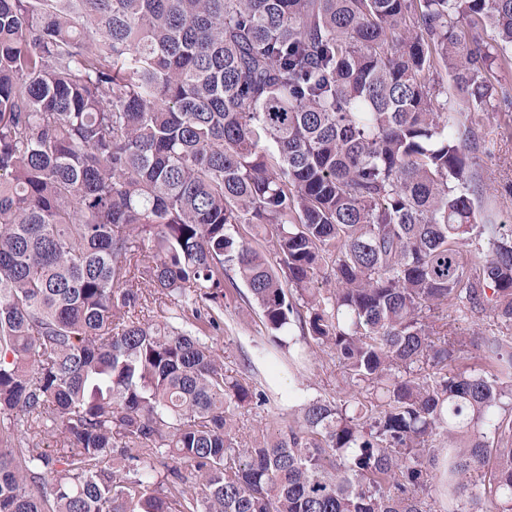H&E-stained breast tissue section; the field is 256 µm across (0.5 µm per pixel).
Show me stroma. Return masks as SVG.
I'll use <instances>...</instances> for the list:
<instances>
[{
  "mask_svg": "<svg viewBox=\"0 0 512 512\" xmlns=\"http://www.w3.org/2000/svg\"><path fill=\"white\" fill-rule=\"evenodd\" d=\"M452 102L462 121L476 133V147L470 155L477 174L478 221L512 225V111L481 107L459 95L453 96ZM224 304V320L232 330L213 337L215 352L231 374L252 365L254 381L273 392L265 405H249L242 415L237 428L239 441L251 442L264 427L273 426L279 419H298L300 405L308 400L345 399L350 385L344 368L319 348L308 347L299 329H291L287 336L290 352L300 357L297 367L291 368L280 357L263 355L266 337L260 312L245 295L231 293ZM494 328L489 318L469 313L457 316L447 326L435 324L434 332L461 343L457 366L466 370L483 363V353L474 345V338L488 335Z\"/></svg>",
  "mask_w": 512,
  "mask_h": 512,
  "instance_id": "35a3bbf8",
  "label": "stroma"
}]
</instances>
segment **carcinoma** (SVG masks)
Returning <instances> with one entry per match:
<instances>
[{"label": "carcinoma", "mask_w": 512, "mask_h": 512, "mask_svg": "<svg viewBox=\"0 0 512 512\" xmlns=\"http://www.w3.org/2000/svg\"><path fill=\"white\" fill-rule=\"evenodd\" d=\"M495 63L512 0H0V512H512V333L462 372L431 322L512 329L440 99L511 107ZM240 281L352 387L245 445L269 395L208 343Z\"/></svg>", "instance_id": "cac0c4a2"}]
</instances>
